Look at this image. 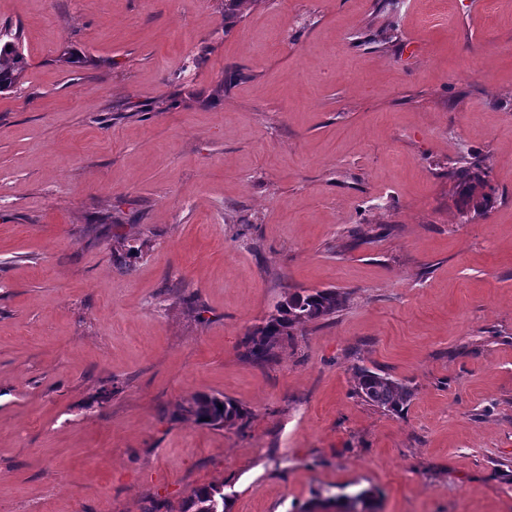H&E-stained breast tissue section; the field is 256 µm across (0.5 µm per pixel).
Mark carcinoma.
<instances>
[{
	"mask_svg": "<svg viewBox=\"0 0 512 512\" xmlns=\"http://www.w3.org/2000/svg\"><path fill=\"white\" fill-rule=\"evenodd\" d=\"M250 0H224V19L243 17ZM20 31L0 39V93H7L21 83L27 62L19 48ZM459 188L463 205L483 212L489 208L490 197L479 194L475 186L485 184L484 172L477 165L462 166L451 173ZM346 296L336 289L295 291L279 301L265 318L271 338L252 332L244 342L243 357L259 367L273 365L279 360V350L294 332L310 323L334 315L345 303ZM354 393L386 412L400 413L411 400L414 389L367 367L355 368ZM178 415L214 429L239 426L248 411L232 399L217 395H192L178 405ZM181 512H224V494L216 485L194 489L183 503Z\"/></svg>",
	"mask_w": 512,
	"mask_h": 512,
	"instance_id": "carcinoma-1",
	"label": "carcinoma"
}]
</instances>
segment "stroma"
Here are the masks:
<instances>
[{
    "instance_id": "35a3bbf8",
    "label": "stroma",
    "mask_w": 512,
    "mask_h": 512,
    "mask_svg": "<svg viewBox=\"0 0 512 512\" xmlns=\"http://www.w3.org/2000/svg\"><path fill=\"white\" fill-rule=\"evenodd\" d=\"M3 26L28 68L0 93V512L208 484L226 512H512V0H253L229 29L221 0H0ZM108 213L136 221L86 235ZM323 288L340 312L243 359ZM358 366L410 403L364 402ZM194 394L246 426L175 416ZM461 159L470 166H462L451 173V177L457 182L461 202L465 206L472 203L474 211L484 212L489 208L490 197L487 194H479L475 189L476 185H485L484 172L478 165H472L471 162L466 161L465 156ZM346 296L336 289L295 291L279 301L264 319L270 332L257 336L255 329L244 342L243 357L259 367L276 364L279 350L294 332L310 323L334 315L345 303ZM354 375V393L370 405L386 412H402L414 394V389L408 382L393 379L367 367H356Z\"/></svg>"
}]
</instances>
